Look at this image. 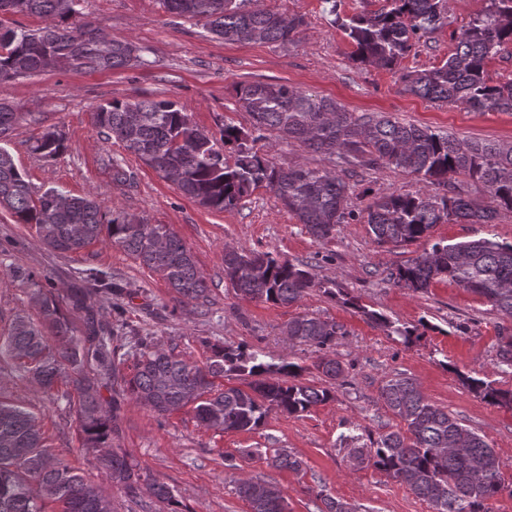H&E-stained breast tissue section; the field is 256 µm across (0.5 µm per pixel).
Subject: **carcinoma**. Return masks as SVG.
Masks as SVG:
<instances>
[{
  "label": "carcinoma",
  "instance_id": "1",
  "mask_svg": "<svg viewBox=\"0 0 512 512\" xmlns=\"http://www.w3.org/2000/svg\"><path fill=\"white\" fill-rule=\"evenodd\" d=\"M339 0L329 5L332 23L356 46V60L392 70L415 42L448 24V0H384L374 12L342 18ZM85 0H0V81L32 77L56 69L101 71L129 65L135 44L113 40L102 48L99 35L82 21ZM166 11L203 22L208 33L227 43L256 42L286 47L304 24L263 8L244 10L236 0H163ZM29 14L44 21L36 29L4 23L7 14ZM512 43V0H489L487 12L465 26L441 65L402 75L405 90L433 101L460 103L478 112H512V80L491 85L489 61ZM137 49V48H135ZM138 65L149 61L137 49ZM238 102L250 117L247 130L224 125L216 138L170 101H106L92 112V124L105 139H115L162 177L174 173L180 193L201 207L232 209L260 188L274 192L316 240H326L349 221L365 224L376 244L403 246L429 241L438 224H491L499 212L512 213V145L451 138L426 127L403 124L383 114L357 115L336 101L286 83L240 85ZM18 124L13 107L0 103V141ZM273 135L297 142L314 153L337 155L354 168L392 166L421 175L437 186L433 194L388 193L361 209L348 207L351 188L334 170L304 164L284 169L251 143ZM43 157L65 150L62 135L47 129L31 145ZM486 188L493 208L478 206L473 187ZM0 209L18 224L34 226L39 240L60 253H79L95 243L118 246L156 272L179 299L203 305L210 288L195 260L166 224H151L123 212L107 214L95 196L71 195L50 188L37 196L27 176L0 146ZM224 277L245 299L280 305L300 302L312 288L333 289L315 281L309 263L281 260L271 252L224 250ZM85 287L64 296L37 285L32 299L38 318L16 314L0 342V354L14 360L43 392L64 383L77 393L76 414L82 448L96 452L98 468L129 492L146 480L141 469L112 449L115 418L101 388L116 381L112 315L94 311L104 299L120 297L123 287L101 269L83 273ZM395 286L427 290L436 279H448L483 298L512 319V242L489 238L448 243L439 240L405 263L388 270ZM90 315L86 332L73 333L71 317ZM389 335L403 339L417 328L398 326L387 316L364 311ZM286 332L294 344L319 352L314 368L328 379L348 384L346 368L336 356L343 326L303 314L289 320ZM137 360L125 391L159 418L192 407L197 421L211 429L250 432L270 412L300 416L333 398L328 387L301 381L304 368L262 359V352L210 346L199 365L141 337L135 338ZM234 375L242 385L222 388L215 379ZM467 387L492 405L512 406V390L479 377L465 376ZM379 400L401 419L406 431L377 436L348 435L354 459L405 483L435 512H491L490 502L504 490V463L484 437L435 405L418 384L401 374L381 382ZM268 484L243 479L236 493L251 512H288L284 496L266 492ZM320 512H354L322 491ZM112 512V502L46 443L40 418L18 404L0 399V512Z\"/></svg>",
  "mask_w": 512,
  "mask_h": 512
}]
</instances>
